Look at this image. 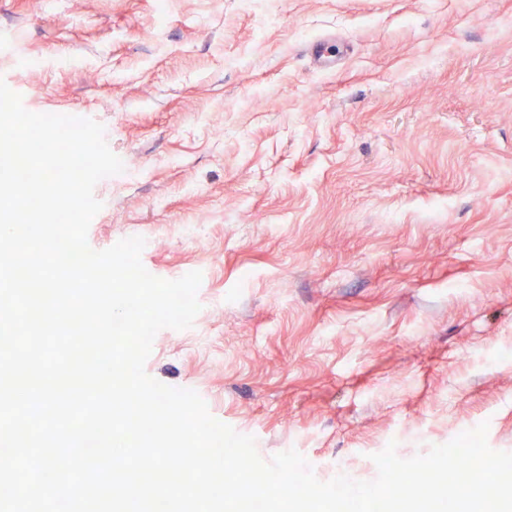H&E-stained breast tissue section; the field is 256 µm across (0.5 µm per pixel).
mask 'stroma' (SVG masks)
<instances>
[{"label": "stroma", "instance_id": "35a3bbf8", "mask_svg": "<svg viewBox=\"0 0 512 512\" xmlns=\"http://www.w3.org/2000/svg\"><path fill=\"white\" fill-rule=\"evenodd\" d=\"M0 78L104 126L90 247L203 275L145 370L263 459L512 452V0H0ZM332 36H324L311 40L308 50L313 61L319 69L326 72L335 71L336 65V44Z\"/></svg>", "mask_w": 512, "mask_h": 512}]
</instances>
